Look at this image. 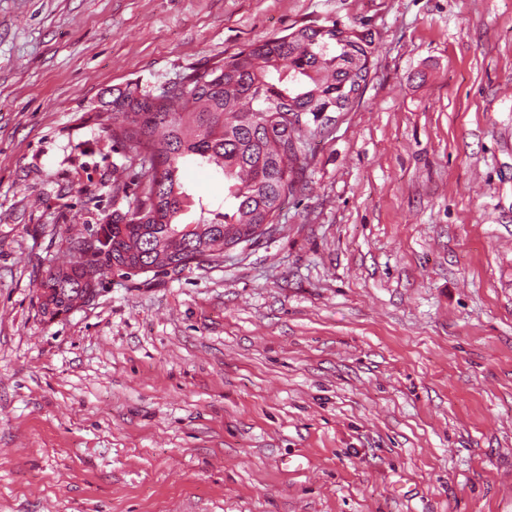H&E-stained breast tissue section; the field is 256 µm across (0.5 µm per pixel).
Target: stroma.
I'll return each instance as SVG.
<instances>
[{
  "instance_id": "stroma-1",
  "label": "stroma",
  "mask_w": 512,
  "mask_h": 512,
  "mask_svg": "<svg viewBox=\"0 0 512 512\" xmlns=\"http://www.w3.org/2000/svg\"><path fill=\"white\" fill-rule=\"evenodd\" d=\"M334 22L276 231L43 314L137 183L110 90ZM0 512H512V0H0Z\"/></svg>"
}]
</instances>
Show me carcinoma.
I'll return each instance as SVG.
<instances>
[{
  "label": "carcinoma",
  "mask_w": 512,
  "mask_h": 512,
  "mask_svg": "<svg viewBox=\"0 0 512 512\" xmlns=\"http://www.w3.org/2000/svg\"><path fill=\"white\" fill-rule=\"evenodd\" d=\"M374 40L332 23L302 26L229 55L209 67L205 80L155 91L139 83L112 89L103 131L144 167L135 206L112 216L97 232L91 257L58 263L40 285L44 313L70 309L79 292H96L117 273L178 275L224 249L276 230L284 201L299 183L308 139L324 131V112H347L369 73ZM295 120L277 128L276 116ZM199 163L222 175L224 207L198 202L199 217L185 224L189 207L185 166Z\"/></svg>",
  "instance_id": "obj_1"
}]
</instances>
